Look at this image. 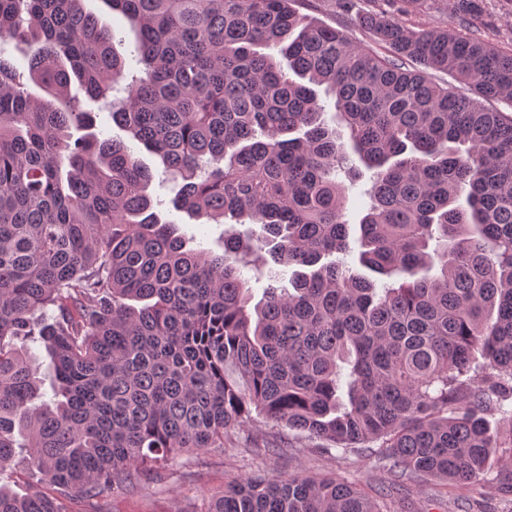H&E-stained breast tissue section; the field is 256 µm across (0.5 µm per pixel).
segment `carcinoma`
I'll return each instance as SVG.
<instances>
[{"instance_id": "1", "label": "carcinoma", "mask_w": 512, "mask_h": 512, "mask_svg": "<svg viewBox=\"0 0 512 512\" xmlns=\"http://www.w3.org/2000/svg\"><path fill=\"white\" fill-rule=\"evenodd\" d=\"M83 2L0 0V474L47 488L0 484V512L133 491L140 468L260 417L398 482L512 495L489 467L512 457V412L487 419L512 402V117L486 105L512 104V50L384 12L357 45L296 0H103L135 34L128 82ZM482 8L453 0L462 23ZM103 111L160 157L174 208L228 225L220 251L161 221L151 171L96 132ZM362 167L353 239L336 172ZM271 262L297 267L291 289L252 306L243 270ZM18 336L51 358L48 402ZM387 496L256 475L209 512H386Z\"/></svg>"}]
</instances>
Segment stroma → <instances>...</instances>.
<instances>
[{"label": "stroma", "instance_id": "1", "mask_svg": "<svg viewBox=\"0 0 512 512\" xmlns=\"http://www.w3.org/2000/svg\"><path fill=\"white\" fill-rule=\"evenodd\" d=\"M398 7L397 0H357L356 13L347 16L337 12L336 0H301L299 11L345 29L351 40L359 42L363 39L359 15L394 14ZM472 25L502 49H511L512 0H484V10ZM133 151L155 177L149 191L160 218L177 224L191 248H216L222 225L194 220L175 210L170 192L158 186L163 177L160 159L138 144ZM300 470L314 477L337 476L368 492L387 487L391 512H512V499L504 500L492 486L438 479L396 483L370 453L344 456L325 441L298 440L294 431L261 418L235 431L223 447L181 453L157 468L136 492L108 490L93 500L75 496L66 501L65 512H203L231 480L256 472L285 477Z\"/></svg>", "mask_w": 512, "mask_h": 512}]
</instances>
